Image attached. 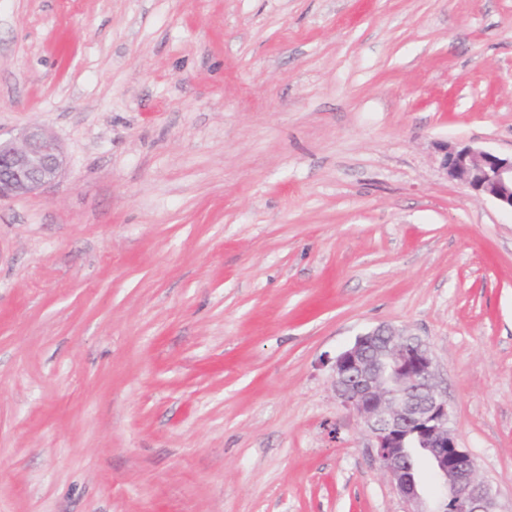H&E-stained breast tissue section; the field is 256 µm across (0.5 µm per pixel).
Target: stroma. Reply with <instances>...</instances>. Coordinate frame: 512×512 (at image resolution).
Here are the masks:
<instances>
[{
    "instance_id": "obj_1",
    "label": "stroma",
    "mask_w": 512,
    "mask_h": 512,
    "mask_svg": "<svg viewBox=\"0 0 512 512\" xmlns=\"http://www.w3.org/2000/svg\"><path fill=\"white\" fill-rule=\"evenodd\" d=\"M0 512H412L331 382L388 324L512 512V0H0ZM64 155L57 139L42 125H29L17 136H0V201L31 195L60 177ZM447 177L512 211V155L501 157L469 146L440 148Z\"/></svg>"
}]
</instances>
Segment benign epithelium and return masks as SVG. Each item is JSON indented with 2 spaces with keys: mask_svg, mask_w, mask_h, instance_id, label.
Instances as JSON below:
<instances>
[{
  "mask_svg": "<svg viewBox=\"0 0 512 512\" xmlns=\"http://www.w3.org/2000/svg\"><path fill=\"white\" fill-rule=\"evenodd\" d=\"M446 175L512 210V157L470 146L440 148ZM64 167L57 139L42 125L0 137V201L53 184ZM336 398L363 418L375 460L415 512H497L492 487L476 477L470 452L448 428V400L435 380L434 358L421 340L387 324L359 334L332 364ZM423 448L439 493L424 506L411 447Z\"/></svg>",
  "mask_w": 512,
  "mask_h": 512,
  "instance_id": "7a95c632",
  "label": "benign epithelium"
}]
</instances>
